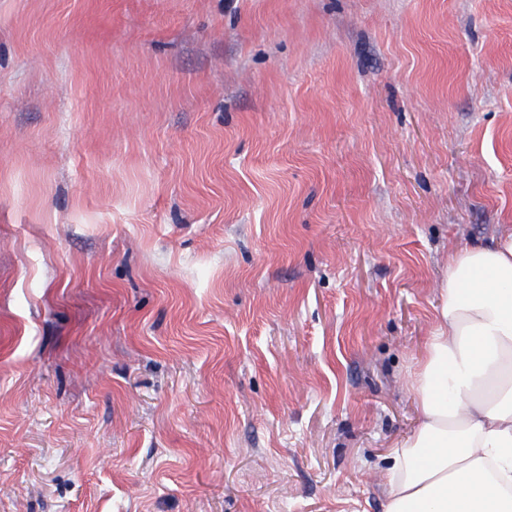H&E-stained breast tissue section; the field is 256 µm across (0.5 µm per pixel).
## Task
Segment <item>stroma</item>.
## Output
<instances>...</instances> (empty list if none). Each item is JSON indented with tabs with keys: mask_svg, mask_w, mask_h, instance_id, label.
Returning <instances> with one entry per match:
<instances>
[{
	"mask_svg": "<svg viewBox=\"0 0 512 512\" xmlns=\"http://www.w3.org/2000/svg\"><path fill=\"white\" fill-rule=\"evenodd\" d=\"M507 224L512 0H0V512H383Z\"/></svg>",
	"mask_w": 512,
	"mask_h": 512,
	"instance_id": "35a3bbf8",
	"label": "stroma"
}]
</instances>
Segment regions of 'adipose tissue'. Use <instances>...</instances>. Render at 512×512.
Instances as JSON below:
<instances>
[{
  "mask_svg": "<svg viewBox=\"0 0 512 512\" xmlns=\"http://www.w3.org/2000/svg\"><path fill=\"white\" fill-rule=\"evenodd\" d=\"M384 512H512V228L448 256Z\"/></svg>",
  "mask_w": 512,
  "mask_h": 512,
  "instance_id": "ef3b65f1",
  "label": "adipose tissue"
}]
</instances>
